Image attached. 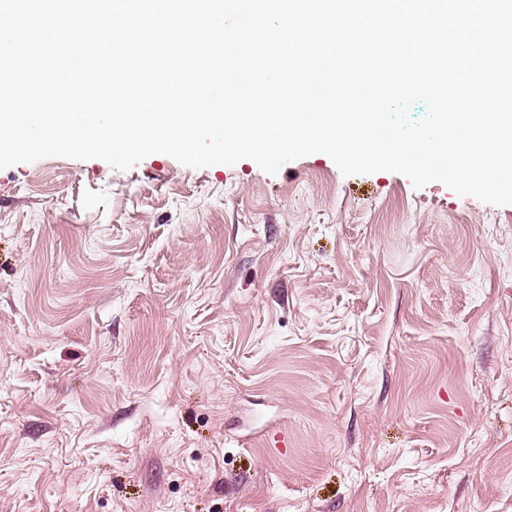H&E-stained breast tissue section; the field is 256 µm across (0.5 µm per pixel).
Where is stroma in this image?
<instances>
[{"mask_svg": "<svg viewBox=\"0 0 512 512\" xmlns=\"http://www.w3.org/2000/svg\"><path fill=\"white\" fill-rule=\"evenodd\" d=\"M0 512H512V206L323 153L0 169Z\"/></svg>", "mask_w": 512, "mask_h": 512, "instance_id": "35a3bbf8", "label": "stroma"}]
</instances>
